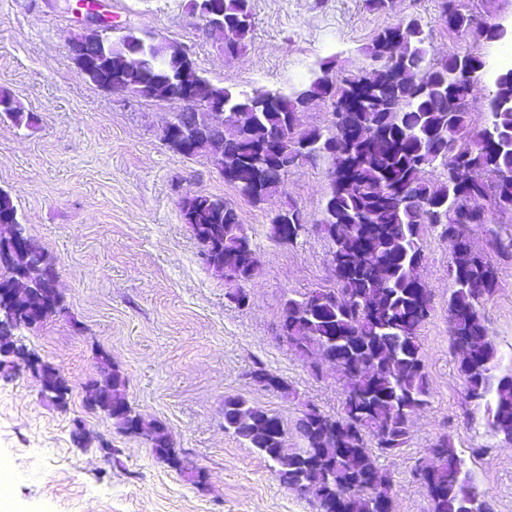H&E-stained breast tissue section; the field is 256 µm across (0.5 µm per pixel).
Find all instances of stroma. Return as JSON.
I'll return each instance as SVG.
<instances>
[{
  "label": "stroma",
  "instance_id": "1",
  "mask_svg": "<svg viewBox=\"0 0 512 512\" xmlns=\"http://www.w3.org/2000/svg\"><path fill=\"white\" fill-rule=\"evenodd\" d=\"M114 20L184 46L210 83L232 92H291L322 62L363 75L366 49L383 28L421 21L427 63L448 52L489 60L512 47V0H458L477 19L501 24L503 43L457 36L440 21V0H391L383 11L365 0H251L254 31L239 56L203 35L185 0H106ZM79 28L64 5L0 0V90L9 91L33 126L0 118V188L11 191L31 235L57 272L63 308L21 341L68 381L66 407L46 396L26 370L0 376V460L11 470L0 512H319L314 495L281 483L273 463L224 430V399L241 396L277 416L288 445L306 404L334 415L343 400L339 375H313L278 336L285 297L337 288L330 239L317 225L330 191L324 162L289 169L281 187L253 201L225 183L206 158L169 149L160 129L175 104L96 87L69 52ZM202 192L238 210L252 238L258 271L249 302L227 298L224 281L203 264L179 201ZM296 207L309 230L290 244L270 238L271 222ZM449 244L423 235L422 282L431 309L419 336L430 383L428 404L412 414L402 451L378 468L394 486V512H429L425 485L413 476L440 437H450L493 512H512V444L490 433L484 408L464 402L450 349ZM483 315L501 368L512 367V262H500L498 287ZM125 379L126 397L162 425L181 461L158 459L145 439L115 432L85 405L86 383L99 379V355ZM258 366L279 375L289 395L261 389ZM113 448L104 458L101 444Z\"/></svg>",
  "mask_w": 512,
  "mask_h": 512
}]
</instances>
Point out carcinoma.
Instances as JSON below:
<instances>
[{
    "label": "carcinoma",
    "instance_id": "1",
    "mask_svg": "<svg viewBox=\"0 0 512 512\" xmlns=\"http://www.w3.org/2000/svg\"><path fill=\"white\" fill-rule=\"evenodd\" d=\"M440 20L448 29L466 35L480 24L458 8L457 0H442ZM224 23L235 28V39L224 44V55L237 56L247 48L253 31L251 0H224ZM367 52L375 62H386L391 53L404 68L383 80L368 103L358 112H338L339 103L353 93L356 78H340L330 62L291 93L256 89L235 96L221 86L209 84L227 108L253 114L251 125L240 128L228 117L224 128L214 132L213 142L221 144L224 155L239 161L224 181L258 186L257 199L276 191L281 171L260 170L252 164L256 149L267 138L288 153L296 141L311 145L305 160H322L336 168H348L352 183L336 184L324 209L329 212L328 235L335 238L339 288L288 298V308L280 313L279 336L302 358H309L330 345L338 351L341 365L350 375L343 386L341 411L335 415L308 412L295 425L303 440L300 448H288V430L262 436L253 424H240L236 413H248L270 420L274 415L241 396L224 398V429L258 449L277 466L285 484L306 483L318 487L320 512H336V492L355 487L348 512H378L381 497H393L391 482L380 479L374 493L373 477L378 473L377 452L395 453L408 442L411 414L428 404L430 388L419 340V329L430 309V296L417 277L422 259L421 240L428 227L440 236H460L465 225L456 222L458 211L466 207L458 194L453 175L467 176V193L482 191L497 208L512 214V183L493 184L488 175L512 174V84L495 87L486 126L473 130L468 121L467 97L471 84L458 80L454 72L468 70L477 80L485 63L480 57L454 51L438 66L425 64L427 48L421 23L401 21L382 29ZM112 58L134 55L158 68L173 61L175 50L134 26L112 40ZM104 83H121L132 89L139 82L134 71L117 70L103 75ZM332 100V126L303 129L297 113L315 99ZM14 97L0 91V104L12 106L6 113L16 124L30 126L34 116L12 105ZM337 125L368 132L348 152L329 153L324 149L328 135ZM442 166L449 176L439 182L428 180V168ZM185 223L201 245V252L221 248L224 264L243 281L257 268H237L243 224L238 212L224 198L195 194L186 198L182 209ZM21 223L12 195L0 193V219ZM348 224H370L374 230L371 252L384 260L386 273L378 264L363 259L338 240ZM31 263L44 278L52 268L43 247L30 239ZM493 255L482 256L463 247L450 257L451 293L448 299L450 333L470 338L469 367L459 364L464 381V400L488 405L490 432L512 443V368L500 370L498 350L489 336L481 306L496 291V259L512 260V231L493 240ZM253 380L268 390L288 393V383L265 368L252 372ZM344 433L335 437L333 424ZM434 447L443 461L430 464L431 472L415 469L426 484L430 512H492L481 499L464 461L451 440L439 439Z\"/></svg>",
    "mask_w": 512,
    "mask_h": 512
}]
</instances>
